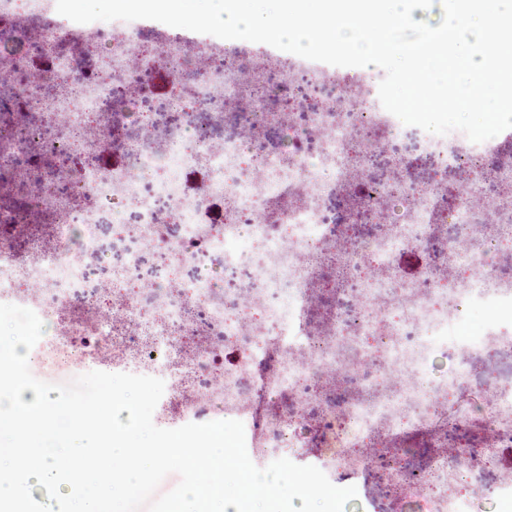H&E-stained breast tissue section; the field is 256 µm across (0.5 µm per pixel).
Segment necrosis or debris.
I'll use <instances>...</instances> for the list:
<instances>
[{
  "instance_id": "necrosis-or-debris-1",
  "label": "necrosis or debris",
  "mask_w": 512,
  "mask_h": 512,
  "mask_svg": "<svg viewBox=\"0 0 512 512\" xmlns=\"http://www.w3.org/2000/svg\"><path fill=\"white\" fill-rule=\"evenodd\" d=\"M46 46L51 67L33 71L32 52ZM162 65L179 115L159 133L136 105ZM1 67L15 79L0 84V171L28 206L0 209V300L40 317L43 361L75 352L160 378L156 423L241 421L249 455L267 464L311 447L324 471L362 470L370 449L437 418L477 425L492 442L436 454L416 478L395 465L383 478L423 512H471L488 499L482 465L512 447V384L494 382L474 402L460 394L470 362L512 351V274L502 272L512 267V157L494 140L423 133L421 183L404 162L371 183L362 167L412 132L379 100L382 69L353 75L261 54L249 69L279 80L257 93L220 45L161 39L134 21L80 30L52 0H0ZM288 97L316 100L306 126L276 111ZM270 125L285 135L276 152L262 141ZM104 147L123 162L101 166ZM28 157L50 163L34 175ZM471 161L480 180L449 184ZM191 166L206 173L196 196L183 182ZM487 180L497 195L485 210ZM341 192L381 225L377 237L326 223L325 201ZM211 199L223 201V223L202 220ZM444 224L464 226L463 237H444ZM416 248L427 258L408 277L395 258ZM329 263L338 287L324 306ZM487 305L502 315L481 335L449 338Z\"/></svg>"
}]
</instances>
